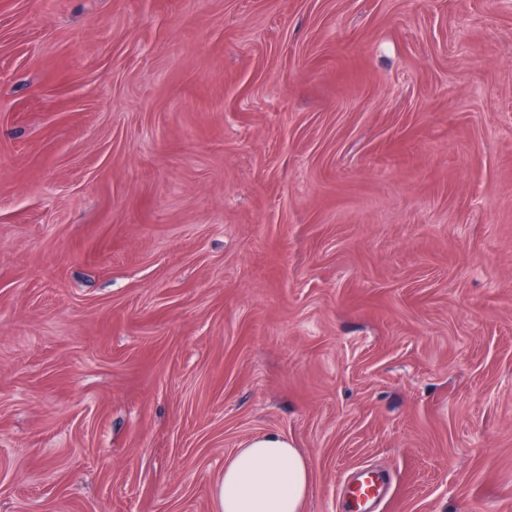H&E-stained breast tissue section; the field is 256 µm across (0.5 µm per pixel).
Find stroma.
Wrapping results in <instances>:
<instances>
[{
	"mask_svg": "<svg viewBox=\"0 0 512 512\" xmlns=\"http://www.w3.org/2000/svg\"><path fill=\"white\" fill-rule=\"evenodd\" d=\"M512 512V0H0V512ZM224 463L218 487L221 512H303L311 473L305 457L284 435L265 433ZM343 486L348 512H377L371 506L385 493L378 474L362 468L356 481L347 484L344 482Z\"/></svg>",
	"mask_w": 512,
	"mask_h": 512,
	"instance_id": "35a3bbf8",
	"label": "stroma"
}]
</instances>
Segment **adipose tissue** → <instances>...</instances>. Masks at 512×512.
<instances>
[{"label":"adipose tissue","mask_w":512,"mask_h":512,"mask_svg":"<svg viewBox=\"0 0 512 512\" xmlns=\"http://www.w3.org/2000/svg\"><path fill=\"white\" fill-rule=\"evenodd\" d=\"M311 473L305 457L284 435L247 441L224 463L220 512H302Z\"/></svg>","instance_id":"adipose-tissue-1"}]
</instances>
